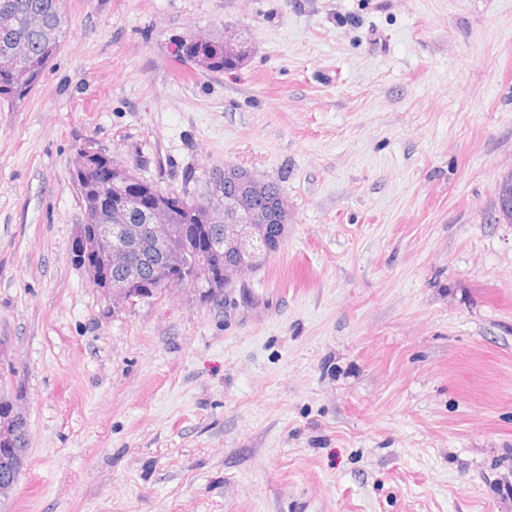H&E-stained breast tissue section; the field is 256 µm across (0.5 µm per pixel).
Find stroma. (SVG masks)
<instances>
[{
    "label": "stroma",
    "mask_w": 512,
    "mask_h": 512,
    "mask_svg": "<svg viewBox=\"0 0 512 512\" xmlns=\"http://www.w3.org/2000/svg\"><path fill=\"white\" fill-rule=\"evenodd\" d=\"M0 110V343L30 444L6 512H512V0H65ZM239 28L231 71L185 61ZM201 192L278 183L227 294L112 301L75 148Z\"/></svg>",
    "instance_id": "1"
}]
</instances>
